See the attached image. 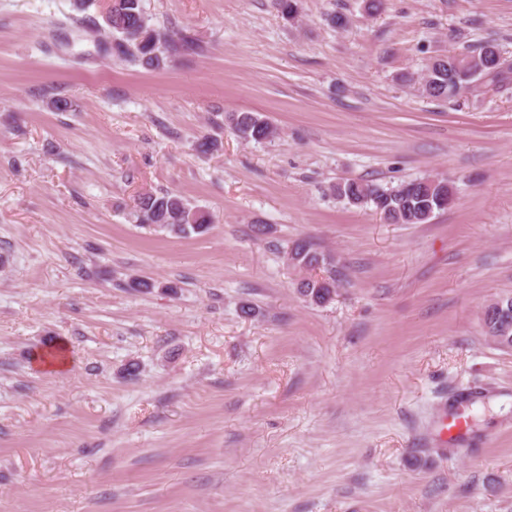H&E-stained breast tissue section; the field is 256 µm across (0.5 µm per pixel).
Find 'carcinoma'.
Masks as SVG:
<instances>
[{"label":"carcinoma","instance_id":"1","mask_svg":"<svg viewBox=\"0 0 512 512\" xmlns=\"http://www.w3.org/2000/svg\"><path fill=\"white\" fill-rule=\"evenodd\" d=\"M112 35L122 51L144 66L160 65L161 47L169 40L148 23L141 0H117L108 21ZM499 47L492 41L467 47L456 53L457 65H427L420 75L405 73L403 82L417 87V91L430 99L455 101L461 97L457 87L471 85V90H492L512 79V67L501 69L495 63ZM231 126L238 138L246 143L271 141L276 136L275 127L256 112H236L231 115ZM428 177L403 181L395 186L383 187L359 180H346L334 186L336 196L350 205L371 206L385 224H426L435 212L446 209L454 202L452 184L437 183L432 194H427ZM134 223L165 230L172 235L187 237L204 234L213 223L209 211L193 207L188 200L176 193L138 195L130 213ZM293 267L313 271L328 268V276L302 279L299 294L314 304H325L336 295L334 257L321 252L305 239L293 242L288 253ZM512 295L490 303L483 317L484 335L495 345L512 348V325L503 332V324L495 318L498 304L506 305Z\"/></svg>","mask_w":512,"mask_h":512}]
</instances>
